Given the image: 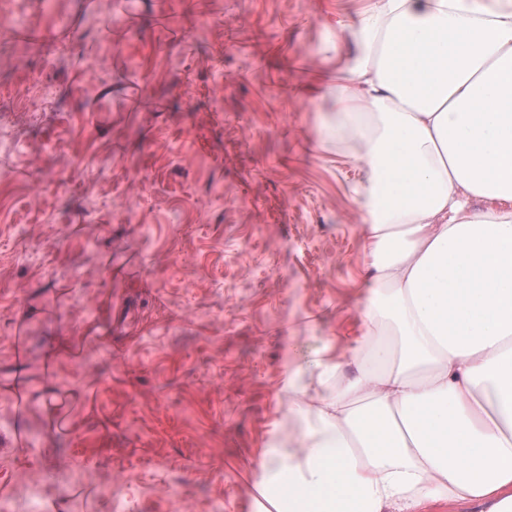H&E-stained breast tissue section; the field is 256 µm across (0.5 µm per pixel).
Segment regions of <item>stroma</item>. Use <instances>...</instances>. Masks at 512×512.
Wrapping results in <instances>:
<instances>
[{"label":"stroma","mask_w":512,"mask_h":512,"mask_svg":"<svg viewBox=\"0 0 512 512\" xmlns=\"http://www.w3.org/2000/svg\"><path fill=\"white\" fill-rule=\"evenodd\" d=\"M367 4L0 0V512H267L289 367L363 327L320 94Z\"/></svg>","instance_id":"35a3bbf8"}]
</instances>
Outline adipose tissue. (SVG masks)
Returning a JSON list of instances; mask_svg holds the SVG:
<instances>
[{
	"label": "adipose tissue",
	"instance_id": "ef3b65f1",
	"mask_svg": "<svg viewBox=\"0 0 512 512\" xmlns=\"http://www.w3.org/2000/svg\"><path fill=\"white\" fill-rule=\"evenodd\" d=\"M322 97L360 173L363 333L289 372L274 512H512V0H377ZM483 209H473V201Z\"/></svg>",
	"mask_w": 512,
	"mask_h": 512
}]
</instances>
